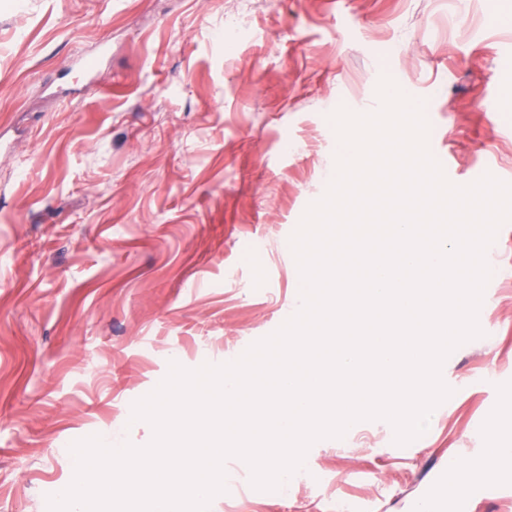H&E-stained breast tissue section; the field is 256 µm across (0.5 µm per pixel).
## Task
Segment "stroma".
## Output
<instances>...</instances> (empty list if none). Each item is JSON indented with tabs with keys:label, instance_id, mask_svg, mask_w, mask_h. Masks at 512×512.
I'll return each mask as SVG.
<instances>
[{
	"label": "stroma",
	"instance_id": "1",
	"mask_svg": "<svg viewBox=\"0 0 512 512\" xmlns=\"http://www.w3.org/2000/svg\"><path fill=\"white\" fill-rule=\"evenodd\" d=\"M500 20L490 23L489 12ZM512 0H0V512H48L72 442L125 421L170 362L241 356L301 306L289 238L325 193L339 106L391 76L423 100L449 181L512 183ZM481 337L407 446L369 420L288 488L241 460L208 512H415L512 410V222L486 251ZM466 512H512V479Z\"/></svg>",
	"mask_w": 512,
	"mask_h": 512
}]
</instances>
